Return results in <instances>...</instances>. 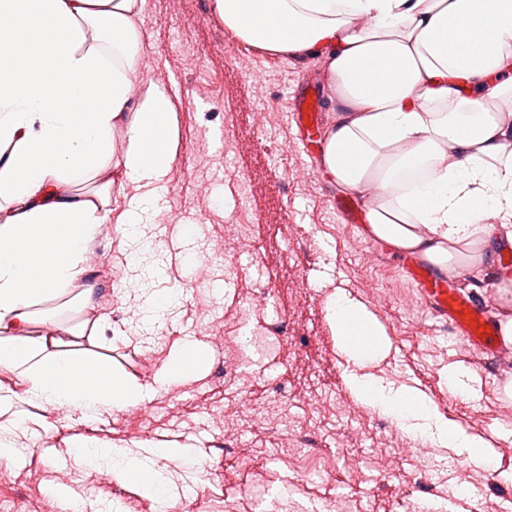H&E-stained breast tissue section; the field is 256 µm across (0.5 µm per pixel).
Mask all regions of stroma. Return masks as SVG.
<instances>
[{"label":"stroma","instance_id":"stroma-1","mask_svg":"<svg viewBox=\"0 0 512 512\" xmlns=\"http://www.w3.org/2000/svg\"><path fill=\"white\" fill-rule=\"evenodd\" d=\"M138 24L145 50L136 96L165 89L176 114L179 149L157 183V206L169 221L145 226L159 239L155 254L117 224L103 225L89 248L95 305L62 307L64 326L85 325L82 349L112 357L150 390L142 405L105 411L93 421L47 412L24 401L25 386L0 367L14 399L0 425L17 447L0 459V502L36 501L60 512L54 489L76 473L85 494L117 512H159L154 498L119 485L82 463L77 444L184 446L195 465L168 463L176 507L196 491L205 512H260L250 494L262 488L275 512H499L497 486L512 490V400L501 385L512 361L457 343L431 316L402 275V256L349 224L336 209L347 189L319 168L321 145L302 146L288 117L294 92L319 89L328 123L322 60L257 50L225 28L212 0H145ZM344 291L363 304L390 341L386 356L362 374L416 388L446 417L481 437L488 463L449 448L426 456L420 438L361 401L328 320L330 296ZM183 293L160 325L146 322L134 298ZM267 302L255 304L256 293ZM288 327L253 365L247 384L224 380L250 334H264L275 315ZM202 342L208 361L198 375L167 379L164 365L184 341ZM472 371L467 394L451 393L448 371ZM268 404L294 420L320 406L321 439L335 449L331 475L307 477L280 456V435L264 423L224 443V422Z\"/></svg>","mask_w":512,"mask_h":512}]
</instances>
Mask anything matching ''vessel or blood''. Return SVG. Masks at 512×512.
<instances>
[{
  "label": "vessel or blood",
  "instance_id": "1",
  "mask_svg": "<svg viewBox=\"0 0 512 512\" xmlns=\"http://www.w3.org/2000/svg\"><path fill=\"white\" fill-rule=\"evenodd\" d=\"M289 118L309 139L320 135L326 122L320 100L307 94L294 97ZM402 269L422 299L429 302L434 315L448 324L460 342L479 349L488 358L499 356L495 336L487 331L491 323L487 305L462 289L454 274L435 272L410 259L403 261Z\"/></svg>",
  "mask_w": 512,
  "mask_h": 512
}]
</instances>
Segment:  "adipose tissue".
Instances as JSON below:
<instances>
[{
  "instance_id": "ef3b65f1",
  "label": "adipose tissue",
  "mask_w": 512,
  "mask_h": 512,
  "mask_svg": "<svg viewBox=\"0 0 512 512\" xmlns=\"http://www.w3.org/2000/svg\"><path fill=\"white\" fill-rule=\"evenodd\" d=\"M144 0H0V366L42 409L90 418L141 405L146 386L104 356L67 348L38 303L73 294L94 303L84 264L100 227L137 226L144 184L161 181L178 149L165 92H132L143 49ZM244 43L285 57L320 56L340 100L323 171L365 195V234L440 270L476 273L512 220V152L488 101L512 96V0H212ZM123 151H116V137ZM91 193H75L81 181ZM130 199L110 214L112 195ZM353 365L385 353L367 308L328 301ZM347 382L367 405L470 458L482 439L434 411L425 396L364 375ZM92 464L143 494H171L166 464L123 448H84Z\"/></svg>"
}]
</instances>
